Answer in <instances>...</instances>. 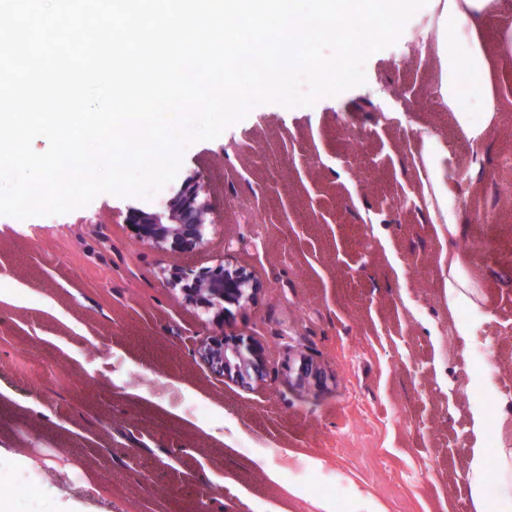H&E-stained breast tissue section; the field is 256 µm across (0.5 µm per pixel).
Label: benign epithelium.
Wrapping results in <instances>:
<instances>
[{
  "label": "benign epithelium",
  "instance_id": "obj_1",
  "mask_svg": "<svg viewBox=\"0 0 512 512\" xmlns=\"http://www.w3.org/2000/svg\"><path fill=\"white\" fill-rule=\"evenodd\" d=\"M200 191L199 181L188 178L168 200L165 210L132 208L125 222L142 241L193 250L202 244L208 224L209 208L200 201ZM167 284L180 288L186 302L204 309L222 310L226 303L243 305L258 290L251 273L222 263L199 271L181 269L170 274ZM199 354L215 373L242 387L260 383L266 375L263 347L239 334L215 333L202 342Z\"/></svg>",
  "mask_w": 512,
  "mask_h": 512
}]
</instances>
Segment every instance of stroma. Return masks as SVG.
I'll return each mask as SVG.
<instances>
[{"label": "stroma", "mask_w": 512, "mask_h": 512, "mask_svg": "<svg viewBox=\"0 0 512 512\" xmlns=\"http://www.w3.org/2000/svg\"><path fill=\"white\" fill-rule=\"evenodd\" d=\"M498 112L483 166L447 227L405 197L433 193L424 134L463 139L438 110L436 50L370 56L364 85L311 107L253 106L188 146L152 198L97 196L66 214L0 215V479L14 512H496L469 465L482 410L512 433V53L491 63ZM196 177L214 222L192 251L135 235ZM475 239L494 254L464 251ZM260 284L224 328L258 341L244 388L198 348L213 313L170 272L220 262ZM467 304L448 297L451 265ZM473 322L452 332L461 309ZM490 366L470 356L477 336ZM311 360L319 379L288 367ZM22 454L33 468L19 470Z\"/></svg>", "instance_id": "1"}]
</instances>
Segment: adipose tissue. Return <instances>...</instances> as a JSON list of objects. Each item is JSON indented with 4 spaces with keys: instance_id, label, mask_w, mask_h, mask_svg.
<instances>
[{
    "instance_id": "ef3b65f1",
    "label": "adipose tissue",
    "mask_w": 512,
    "mask_h": 512,
    "mask_svg": "<svg viewBox=\"0 0 512 512\" xmlns=\"http://www.w3.org/2000/svg\"><path fill=\"white\" fill-rule=\"evenodd\" d=\"M432 4L438 12L441 97L465 136L480 140L498 104L489 75L488 49L479 30L489 16L503 12V0H432ZM462 69L470 73V85L465 89L456 82V74ZM478 112L483 115L479 121L474 118ZM425 145L435 200L445 224H456L457 216L438 164L446 149L434 136L426 137Z\"/></svg>"
}]
</instances>
